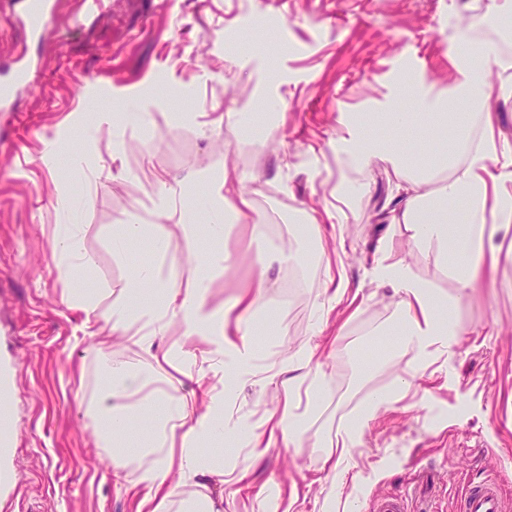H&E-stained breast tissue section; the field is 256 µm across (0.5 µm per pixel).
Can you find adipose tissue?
I'll list each match as a JSON object with an SVG mask.
<instances>
[{
  "instance_id": "ef3b65f1",
  "label": "adipose tissue",
  "mask_w": 512,
  "mask_h": 512,
  "mask_svg": "<svg viewBox=\"0 0 512 512\" xmlns=\"http://www.w3.org/2000/svg\"><path fill=\"white\" fill-rule=\"evenodd\" d=\"M450 59L456 79L447 91L423 92L422 109L415 113L399 111L395 100L386 101L371 119L378 132L370 137L361 134L363 117H354L353 135L344 149L361 166L388 162L395 170L409 172L410 186L405 196L385 219L406 225L416 247L435 245L443 249L444 263L449 265L459 288L465 290L475 287L484 275L486 212H493L499 224H512V153L495 138L497 117L491 101L496 90L488 80L490 68L512 67V60L500 57L491 46L478 43L466 31L456 38ZM476 120L485 134L475 144L471 131ZM409 129L424 131L434 142L432 162L422 161L420 152L414 150L405 136ZM444 171L449 174L447 182L430 189L436 174ZM239 183L238 174L229 169L213 176L205 199L210 221L190 225L185 222L184 182L165 184L158 215L185 224L191 235H222L224 222L247 220L254 209L252 198L240 190ZM79 242L75 231L59 239V279L68 281L86 275L92 266L91 257L81 252ZM231 260L229 253L219 250L184 273L173 270L162 276L154 267L138 268L124 299L114 302L109 312L113 332L126 333L131 323H139L142 333L134 342L159 366L178 359L189 368L202 361L209 364L213 379L219 383L229 372L243 384L259 374L267 384L279 383L288 389L302 386L319 367L317 347L260 370L243 326L244 318L254 311L269 286L268 258L259 260L250 285L235 298L230 312L207 308L203 274L222 272ZM373 276L398 296V342L418 351L420 369L451 355L461 331L448 318L446 300L405 263H378ZM146 288L154 296L149 303L140 298ZM173 319L180 321L184 336L197 341V348L175 353L158 345V337L164 335ZM106 377L95 405V435L103 447L112 451L114 478L140 491V505L148 512H167L175 480L192 481L219 474L225 436L244 433L248 456L254 461L265 457L270 449L295 445L299 436L302 420L289 401L252 429L244 418L235 415L233 399L211 397L208 410L200 414L195 400L163 401L153 386L152 372L116 365L110 367ZM410 387L406 381L394 392L370 396L356 418L337 427L335 448L325 452L324 464L334 469L346 460L351 448L360 444L367 423L381 410L402 401ZM135 416L149 417L154 429L130 447L126 439ZM203 443L210 444L214 453L208 464L201 463L197 456ZM147 456L152 457V464L141 466V459Z\"/></svg>"
}]
</instances>
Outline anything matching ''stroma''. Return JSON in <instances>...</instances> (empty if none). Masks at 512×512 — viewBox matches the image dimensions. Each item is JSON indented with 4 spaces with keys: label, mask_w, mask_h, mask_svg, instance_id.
<instances>
[{
    "label": "stroma",
    "mask_w": 512,
    "mask_h": 512,
    "mask_svg": "<svg viewBox=\"0 0 512 512\" xmlns=\"http://www.w3.org/2000/svg\"><path fill=\"white\" fill-rule=\"evenodd\" d=\"M501 0H110L81 19L78 0H57L55 20L41 41L24 43L0 24V79L17 58L32 61L39 82L22 90L14 111L0 112V368L9 367L13 446L0 456L12 471L13 501L0 512H138L140 497L112 479L109 449L98 447L85 413L107 363L145 367L150 356L105 321H87L70 299L82 288L103 293L107 311L135 267L154 263L149 238L112 250L126 224H154L185 265L211 250L234 263L207 279L213 310L253 277L249 225H228L222 239H187L181 225L160 222L157 178L192 172L197 184L189 217L200 207L210 177L235 169L268 226V239L288 259L273 262L270 286L256 312L260 363L269 366L316 341L335 336L319 357L316 409L296 446L274 448L251 462L243 443L225 445L224 476L204 485L179 483L176 499L199 490L224 500V512H258L239 491L236 474L249 469L256 484H281L278 512H343L337 479L321 467L323 444L375 391L401 380L412 389L380 412L353 449V512H375L379 501L401 498L406 512H456L467 481L500 484L512 510V228L486 214L498 248L492 279L458 296L438 249L414 247L402 224L385 214L408 180L390 164L349 167L340 146L351 132L344 116L373 112L392 94L403 71L437 87L452 80V43L462 30L495 42L492 12ZM105 87L114 106L134 103L138 122L112 130L91 125L92 95ZM279 96L277 115L262 135L225 127V111L254 112L262 95ZM201 112L204 123L175 124L174 113ZM89 155L72 168L68 149ZM112 172L97 176L98 167ZM317 217L325 253L315 258L302 230ZM81 227L80 248L93 267L83 281L59 280L54 258L66 225ZM410 264L442 296L453 298L461 327L447 378L421 379L413 348H394L386 330L396 320L392 289L372 278L376 261ZM305 286L285 301L290 275ZM342 281L347 297L332 298ZM282 387L246 385L235 406L260 424L284 400Z\"/></svg>",
    "instance_id": "1"
}]
</instances>
